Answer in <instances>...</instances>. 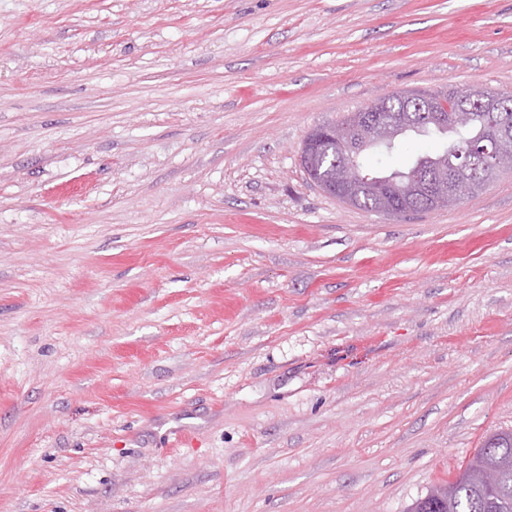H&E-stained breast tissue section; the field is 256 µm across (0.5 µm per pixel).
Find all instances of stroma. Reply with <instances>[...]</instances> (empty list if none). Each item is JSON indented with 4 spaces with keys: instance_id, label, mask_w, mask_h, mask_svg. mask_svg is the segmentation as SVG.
Returning a JSON list of instances; mask_svg holds the SVG:
<instances>
[{
    "instance_id": "1",
    "label": "stroma",
    "mask_w": 512,
    "mask_h": 512,
    "mask_svg": "<svg viewBox=\"0 0 512 512\" xmlns=\"http://www.w3.org/2000/svg\"><path fill=\"white\" fill-rule=\"evenodd\" d=\"M472 86L512 0H0V512H406L512 431V171L390 218L299 157Z\"/></svg>"
}]
</instances>
